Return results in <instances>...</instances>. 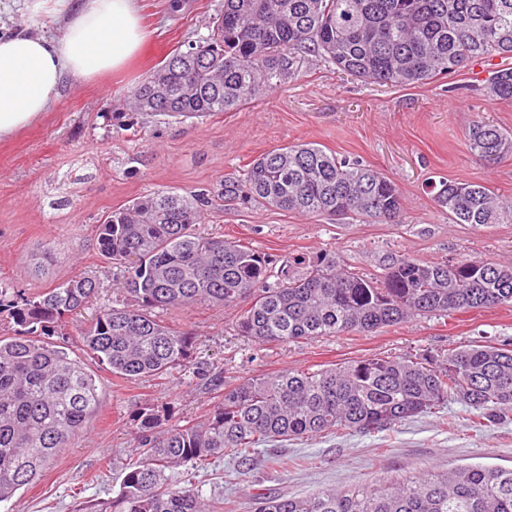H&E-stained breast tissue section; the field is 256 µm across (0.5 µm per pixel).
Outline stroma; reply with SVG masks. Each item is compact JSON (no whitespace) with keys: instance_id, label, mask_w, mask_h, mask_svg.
I'll list each match as a JSON object with an SVG mask.
<instances>
[{"instance_id":"obj_1","label":"stroma","mask_w":512,"mask_h":512,"mask_svg":"<svg viewBox=\"0 0 512 512\" xmlns=\"http://www.w3.org/2000/svg\"><path fill=\"white\" fill-rule=\"evenodd\" d=\"M178 3L174 9L169 0H138L148 32L139 59L118 76L65 81L41 119L0 140V282L33 297L92 271L102 286L83 318L126 305L123 272L101 258L95 226L106 212L170 188L213 194L197 232L270 254L275 279L289 262L323 253L366 274L402 254L422 261L485 256L512 264V224L453 223L426 188L431 179L474 182L512 199V156L490 164L464 146L476 120L512 131V101H492L478 91L493 60L476 59L461 73L399 87L354 79L312 57L287 84L232 112L174 120L130 111L133 87L177 48L206 34L222 0ZM296 142L357 158L389 176L404 197L398 223L335 224L276 208L228 209L217 199L225 174ZM44 241L52 253L39 273L32 254ZM237 315L196 305L159 313L172 328L194 332L192 360L222 376L217 388L188 373L116 377L84 352L77 324L67 323L71 351L100 380L99 407L87 431L35 484L1 503L0 512H78L82 503L111 502L137 459L133 432L143 408H153L174 429L201 420L226 388L266 374L376 355H441L475 340L512 341V306L505 305L295 344L238 336ZM472 420L469 409L451 402L386 431L272 442L243 464L207 465L195 481L204 496L223 497L224 512H252L258 493L299 497L462 465L512 467V421L479 431Z\"/></svg>"}]
</instances>
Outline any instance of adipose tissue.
I'll return each mask as SVG.
<instances>
[{"label":"adipose tissue","instance_id":"obj_1","mask_svg":"<svg viewBox=\"0 0 512 512\" xmlns=\"http://www.w3.org/2000/svg\"><path fill=\"white\" fill-rule=\"evenodd\" d=\"M22 8L65 25L57 37L34 28L0 32V138L39 119L64 78L122 72L147 38L136 0H23Z\"/></svg>","mask_w":512,"mask_h":512}]
</instances>
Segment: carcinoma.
Returning <instances> with one entry per match:
<instances>
[{"label": "carcinoma", "instance_id": "cac0c4a2", "mask_svg": "<svg viewBox=\"0 0 512 512\" xmlns=\"http://www.w3.org/2000/svg\"><path fill=\"white\" fill-rule=\"evenodd\" d=\"M188 48L193 55L176 50L133 88L135 111L175 119L230 112L286 83L311 53L354 79L399 86L455 74L476 58H512V0H224L208 34ZM160 74L169 85L162 99L152 97ZM483 90L492 101H511L512 67L490 70ZM465 148L495 162L512 154V133L478 120ZM431 192L456 224H512V202L482 184L444 179ZM222 197L341 222L395 224L404 208L388 176L314 143L259 156L224 177ZM208 204L206 193L166 189L100 217L98 251L124 269L131 304L100 311L79 336L113 374L135 380L192 368L194 336L166 326L156 314L164 308L245 302L239 335L290 344L512 304V266L482 257L399 255L383 261L380 274L364 275L322 254L271 283L269 255L194 232ZM98 291L88 272L35 297L0 283V314L17 326L15 335L0 336V502L38 481L98 408L97 379L71 356L61 332ZM450 401L473 411L480 428L509 419L512 344L474 341L437 357L376 356L257 377L225 390L204 420L171 430L147 409L134 436L140 460L125 474L112 512H222L224 502L194 485L171 488L166 471L224 457L244 461L280 440L387 430ZM253 501L254 512H512V467L461 466Z\"/></svg>", "mask_w": 512, "mask_h": 512}]
</instances>
